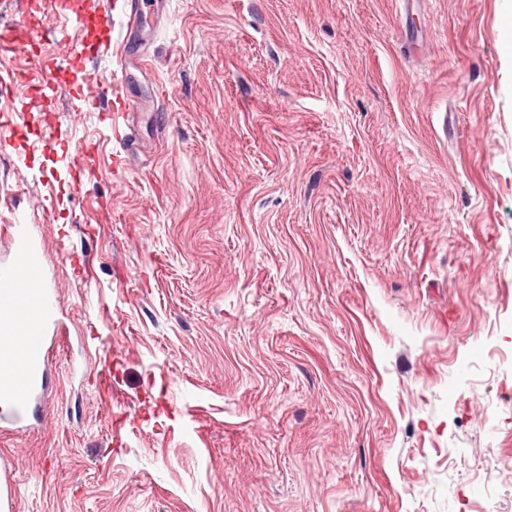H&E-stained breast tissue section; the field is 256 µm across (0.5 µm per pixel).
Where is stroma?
Returning a JSON list of instances; mask_svg holds the SVG:
<instances>
[{
  "label": "stroma",
  "mask_w": 512,
  "mask_h": 512,
  "mask_svg": "<svg viewBox=\"0 0 512 512\" xmlns=\"http://www.w3.org/2000/svg\"><path fill=\"white\" fill-rule=\"evenodd\" d=\"M122 4L0 0V263L65 336L15 512H512V0ZM129 59L120 54L117 58V68L110 75H97L98 91L89 99L94 109L102 112H113L114 116L125 115L131 109V103L125 98L123 89L126 82ZM100 111V110H99Z\"/></svg>",
  "instance_id": "stroma-1"
}]
</instances>
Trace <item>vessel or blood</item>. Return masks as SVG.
<instances>
[{
	"instance_id": "1",
	"label": "vessel or blood",
	"mask_w": 512,
	"mask_h": 512,
	"mask_svg": "<svg viewBox=\"0 0 512 512\" xmlns=\"http://www.w3.org/2000/svg\"><path fill=\"white\" fill-rule=\"evenodd\" d=\"M128 64L126 56H119L116 69L98 77V91L90 99L92 108L117 116L130 111L131 103L123 93ZM16 255L22 258L23 268L12 263L0 265V416L18 425L36 417L46 393L49 331L57 324V296L55 289L42 284L38 254L24 247ZM21 271L37 282L35 293L19 288L17 274ZM28 308L37 309L41 321L28 328L23 337H16L21 313ZM15 495L12 470H0V512H15Z\"/></svg>"
}]
</instances>
